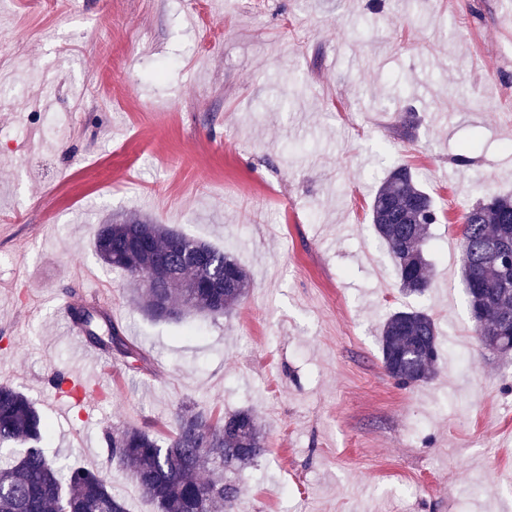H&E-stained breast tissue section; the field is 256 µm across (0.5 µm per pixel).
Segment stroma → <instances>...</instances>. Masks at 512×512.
Instances as JSON below:
<instances>
[{
	"label": "stroma",
	"mask_w": 512,
	"mask_h": 512,
	"mask_svg": "<svg viewBox=\"0 0 512 512\" xmlns=\"http://www.w3.org/2000/svg\"><path fill=\"white\" fill-rule=\"evenodd\" d=\"M503 26L504 0H0V384L50 422L48 457L156 512L102 432L166 438L191 399L263 425L239 512H512V356L476 342L443 259L466 208L512 195ZM396 164L440 213L422 296L399 293L369 220ZM128 222L233 255L247 297L182 327L145 316L92 247L96 225ZM71 295L111 311L148 369L89 371L57 313ZM404 308L442 347L408 388L379 343Z\"/></svg>",
	"instance_id": "35a3bbf8"
}]
</instances>
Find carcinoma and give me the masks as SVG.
Listing matches in <instances>:
<instances>
[{
  "instance_id": "carcinoma-1",
  "label": "carcinoma",
  "mask_w": 512,
  "mask_h": 512,
  "mask_svg": "<svg viewBox=\"0 0 512 512\" xmlns=\"http://www.w3.org/2000/svg\"><path fill=\"white\" fill-rule=\"evenodd\" d=\"M369 218L391 256L402 293L431 287L428 230L438 221L432 197L411 169L392 168L369 207ZM494 243L512 245V197L493 195L465 214L460 231L462 284L474 331L483 349L512 353V261L489 254ZM93 247L107 267L124 273L137 303L152 318L182 322L190 314L228 315L250 288L247 270L224 251L164 224H101ZM85 340L108 357L146 369V353L112 319L84 305L71 309ZM382 365L401 387L432 379L440 358L438 327L420 310L391 313L380 331ZM171 435L160 440L138 427L104 429L108 459L157 512H235L241 488L222 478L204 479L211 466L238 472L264 457L267 441L257 415L242 409L218 418L195 400L174 412ZM49 423L19 389L0 384V446L20 453L0 460V512H127L123 499L97 471L66 472L46 456Z\"/></svg>"
}]
</instances>
